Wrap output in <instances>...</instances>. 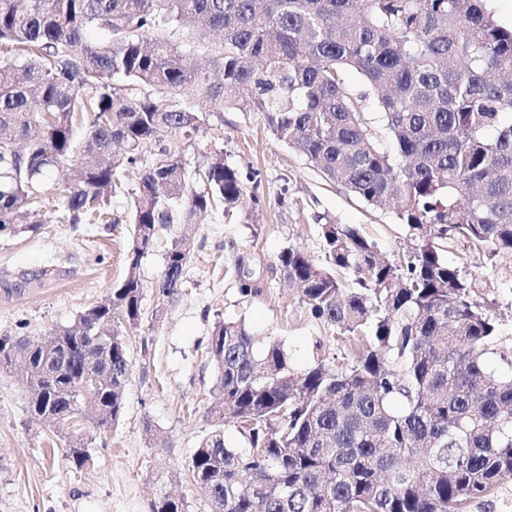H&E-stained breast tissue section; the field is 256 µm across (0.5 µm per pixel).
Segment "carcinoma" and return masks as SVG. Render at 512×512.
<instances>
[{"instance_id":"obj_1","label":"carcinoma","mask_w":512,"mask_h":512,"mask_svg":"<svg viewBox=\"0 0 512 512\" xmlns=\"http://www.w3.org/2000/svg\"><path fill=\"white\" fill-rule=\"evenodd\" d=\"M201 102L221 119L262 113L323 180L394 210L419 241L390 262L358 227L328 221L320 260L280 252L300 303L336 328L340 359L298 371L278 339L216 323L221 404L190 461L211 512H467L512 478V375L486 366L497 315L427 241L512 253V27L488 0H0L5 235L104 221L120 176L138 171L130 262L109 302L40 341L0 336V371L22 379L49 427L115 425L141 258L161 227L234 209L257 176L218 155L186 182L185 152L206 137ZM48 194L60 213L44 209ZM188 256L174 241L162 296L179 294ZM228 262L240 294L261 293L244 255ZM230 423L245 447L226 445ZM150 508L187 504L162 494Z\"/></svg>"}]
</instances>
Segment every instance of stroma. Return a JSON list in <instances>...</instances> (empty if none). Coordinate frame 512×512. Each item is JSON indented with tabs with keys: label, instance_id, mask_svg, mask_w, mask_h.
Here are the masks:
<instances>
[{
	"label": "stroma",
	"instance_id": "35a3bbf8",
	"mask_svg": "<svg viewBox=\"0 0 512 512\" xmlns=\"http://www.w3.org/2000/svg\"><path fill=\"white\" fill-rule=\"evenodd\" d=\"M207 120L209 151L256 170L258 184L249 185L233 213L162 229L142 257V322L128 333L132 372L117 425L98 429L80 420L57 432L31 417L16 374L0 373V512H150L161 490L184 498L187 512H210L192 483L189 460L213 428L216 367L208 347L215 323L245 321L255 335L278 338L292 364L305 367L317 351L338 352L336 329L300 306L277 265L279 252L295 245L320 258L322 218L356 225L391 260L410 247L394 212L325 182L305 156L271 133L263 114L228 111ZM136 189V172L124 174L108 205L112 223L52 222L34 234L0 238V336H44L107 299L128 269ZM186 232L192 245L183 286L168 299L157 282L173 240ZM231 248L247 255L264 283L261 294L240 295L225 275ZM442 256L462 271L476 301L504 316L500 351L487 365L511 373L512 255L457 239L444 244ZM78 440L89 452L80 468L65 453Z\"/></svg>",
	"mask_w": 512,
	"mask_h": 512
}]
</instances>
